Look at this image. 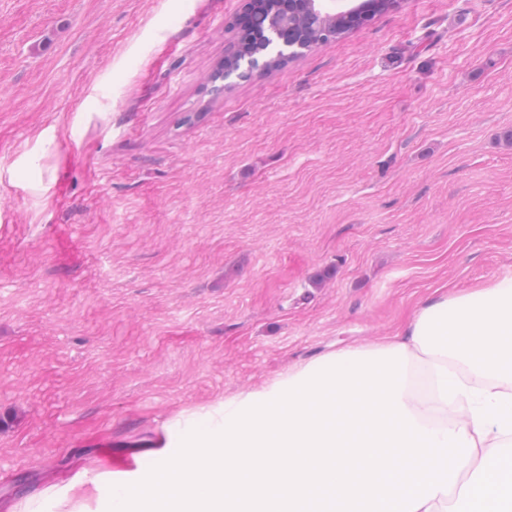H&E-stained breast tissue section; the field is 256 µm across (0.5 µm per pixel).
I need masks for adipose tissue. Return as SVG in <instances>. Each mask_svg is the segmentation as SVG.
Listing matches in <instances>:
<instances>
[{
  "instance_id": "ef3b65f1",
  "label": "adipose tissue",
  "mask_w": 512,
  "mask_h": 512,
  "mask_svg": "<svg viewBox=\"0 0 512 512\" xmlns=\"http://www.w3.org/2000/svg\"><path fill=\"white\" fill-rule=\"evenodd\" d=\"M166 431L177 468L104 470L20 512H512V277L428 298L396 335Z\"/></svg>"
}]
</instances>
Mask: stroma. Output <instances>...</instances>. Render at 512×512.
<instances>
[{
    "label": "stroma",
    "instance_id": "1",
    "mask_svg": "<svg viewBox=\"0 0 512 512\" xmlns=\"http://www.w3.org/2000/svg\"><path fill=\"white\" fill-rule=\"evenodd\" d=\"M248 2L0 0V512L512 276V0L216 91Z\"/></svg>",
    "mask_w": 512,
    "mask_h": 512
}]
</instances>
